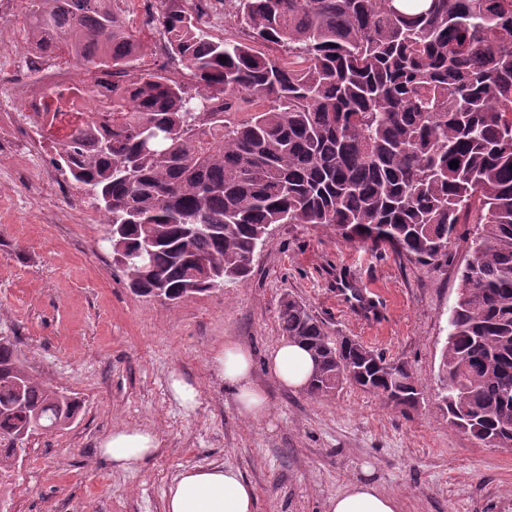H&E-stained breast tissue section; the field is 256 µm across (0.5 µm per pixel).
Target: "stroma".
I'll list each match as a JSON object with an SVG mask.
<instances>
[{
	"label": "stroma",
	"instance_id": "35a3bbf8",
	"mask_svg": "<svg viewBox=\"0 0 512 512\" xmlns=\"http://www.w3.org/2000/svg\"><path fill=\"white\" fill-rule=\"evenodd\" d=\"M156 8L133 0L146 68L166 60ZM28 63L23 54L0 68V336L16 342L32 375L82 406L69 426L19 452L23 479L11 493L24 512H163L177 473L212 464L241 472L256 512H326L330 497L362 480L394 496L399 512H512V449L449 427L436 378L474 225L460 226L447 260L422 265L322 224H279L248 280L175 305L141 296L50 147L20 134ZM345 278L379 296L375 322L342 310L336 284ZM287 296L328 335L405 363L422 389L417 408L401 411L350 382L320 397L279 385L265 359L283 339ZM228 342L254 353L268 403L261 422L240 415L217 369ZM175 376L194 389V408L175 398ZM116 429L152 431L161 450L114 470L98 450Z\"/></svg>",
	"mask_w": 512,
	"mask_h": 512
}]
</instances>
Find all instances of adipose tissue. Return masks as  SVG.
Instances as JSON below:
<instances>
[{"label":"adipose tissue","instance_id":"obj_1","mask_svg":"<svg viewBox=\"0 0 512 512\" xmlns=\"http://www.w3.org/2000/svg\"><path fill=\"white\" fill-rule=\"evenodd\" d=\"M225 386L234 391L241 415L261 421L268 415L266 398L252 380L253 356L250 350L225 344L216 356ZM266 369L282 386L306 390L312 359L305 348L286 340L273 349ZM157 435L147 430L113 431L99 450L114 469L126 470L145 462L157 453ZM256 497L249 481L234 468L215 465L182 470L164 494V512H255ZM396 498L383 494L369 483L353 484L331 497L327 512H397Z\"/></svg>","mask_w":512,"mask_h":512}]
</instances>
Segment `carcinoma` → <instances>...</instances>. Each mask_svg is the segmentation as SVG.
Wrapping results in <instances>:
<instances>
[{
    "mask_svg": "<svg viewBox=\"0 0 512 512\" xmlns=\"http://www.w3.org/2000/svg\"><path fill=\"white\" fill-rule=\"evenodd\" d=\"M207 2L159 0L167 63L135 73L146 47L123 0H25L33 48L88 82L21 117L84 188L124 274L174 304L248 278L275 224H328L423 264L474 224L438 378L451 426L512 448V0H224L243 37L217 41ZM103 70L112 101L92 112ZM279 324L323 357L311 395L341 388L349 364L361 389L416 408L407 365L387 381L389 362L337 349L291 296ZM80 408L0 337V471L40 432L33 419Z\"/></svg>",
    "mask_w": 512,
    "mask_h": 512,
    "instance_id": "carcinoma-1",
    "label": "carcinoma"
}]
</instances>
